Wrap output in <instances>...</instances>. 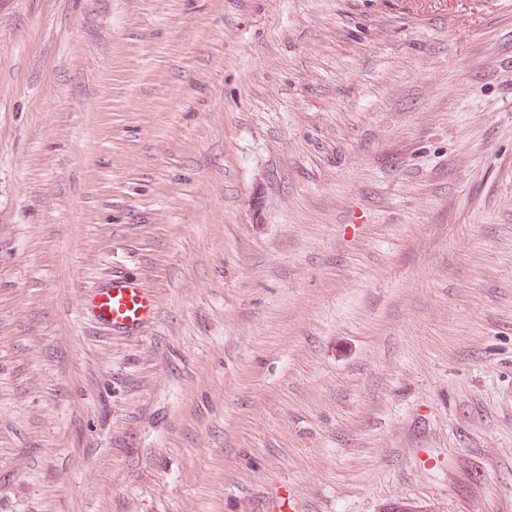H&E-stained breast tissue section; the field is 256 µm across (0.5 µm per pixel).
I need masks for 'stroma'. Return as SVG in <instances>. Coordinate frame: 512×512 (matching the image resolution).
Segmentation results:
<instances>
[{
  "instance_id": "35a3bbf8",
  "label": "stroma",
  "mask_w": 512,
  "mask_h": 512,
  "mask_svg": "<svg viewBox=\"0 0 512 512\" xmlns=\"http://www.w3.org/2000/svg\"><path fill=\"white\" fill-rule=\"evenodd\" d=\"M284 486L512 512V0H0V512ZM97 323L113 333L145 327L154 317L155 299L131 279L114 275L105 288H94L84 299Z\"/></svg>"
}]
</instances>
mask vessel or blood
Wrapping results in <instances>:
<instances>
[{
  "label": "vessel or blood",
  "mask_w": 512,
  "mask_h": 512,
  "mask_svg": "<svg viewBox=\"0 0 512 512\" xmlns=\"http://www.w3.org/2000/svg\"><path fill=\"white\" fill-rule=\"evenodd\" d=\"M84 302L97 323L118 334L142 329L155 312L154 297L120 275L113 276L106 287L92 289Z\"/></svg>",
  "instance_id": "b4317fda"
}]
</instances>
